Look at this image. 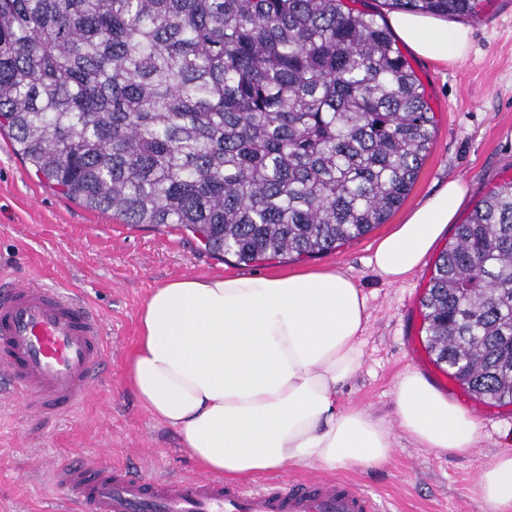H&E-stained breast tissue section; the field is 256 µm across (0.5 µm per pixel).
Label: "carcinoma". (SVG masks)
Returning <instances> with one entry per match:
<instances>
[{"label":"carcinoma","instance_id":"cac0c4a2","mask_svg":"<svg viewBox=\"0 0 512 512\" xmlns=\"http://www.w3.org/2000/svg\"><path fill=\"white\" fill-rule=\"evenodd\" d=\"M437 17L478 0H385ZM434 118L390 29L343 0H0V135L62 195L222 259L315 257L385 223ZM428 348L512 404V182L422 299Z\"/></svg>","mask_w":512,"mask_h":512}]
</instances>
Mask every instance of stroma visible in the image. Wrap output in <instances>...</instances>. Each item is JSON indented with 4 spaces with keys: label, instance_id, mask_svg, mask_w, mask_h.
Listing matches in <instances>:
<instances>
[{
    "label": "stroma",
    "instance_id": "35a3bbf8",
    "mask_svg": "<svg viewBox=\"0 0 512 512\" xmlns=\"http://www.w3.org/2000/svg\"><path fill=\"white\" fill-rule=\"evenodd\" d=\"M466 24L472 49L464 61L445 64L400 49L435 116L433 143L408 197L368 235L314 258L244 265L213 258L189 233L121 223L49 188L0 136V278L70 290L102 315L106 332L98 385L76 410L44 424L0 404V512H77L64 507L65 496L48 472L73 461L104 459L146 478L202 476L178 432L159 423L129 385L144 301L153 288L181 278L311 267L350 271L370 312L363 367L338 387L336 403L385 420L395 440L385 462L339 468L334 477L359 485L383 512H484L473 487L482 465L512 451V405L475 399L456 381H445V368L436 365L421 307L433 261L397 284L384 282L369 263L376 242L448 179L467 186L461 222L490 190L512 181V0H482L479 16ZM410 368L437 380L480 423L475 448L440 453L402 434L395 384Z\"/></svg>",
    "mask_w": 512,
    "mask_h": 512
}]
</instances>
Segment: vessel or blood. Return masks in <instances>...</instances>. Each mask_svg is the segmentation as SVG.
Segmentation results:
<instances>
[{
  "label": "vessel or blood",
  "mask_w": 512,
  "mask_h": 512,
  "mask_svg": "<svg viewBox=\"0 0 512 512\" xmlns=\"http://www.w3.org/2000/svg\"><path fill=\"white\" fill-rule=\"evenodd\" d=\"M104 340L99 316L84 301L44 284H5L0 399L53 420L92 395ZM52 478L81 512H380L370 494L339 479L247 490L212 479L148 480L107 462L64 465Z\"/></svg>",
  "instance_id": "obj_1"
}]
</instances>
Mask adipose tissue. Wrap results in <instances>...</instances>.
Instances as JSON below:
<instances>
[{
	"label": "adipose tissue",
	"instance_id": "ef3b65f1",
	"mask_svg": "<svg viewBox=\"0 0 512 512\" xmlns=\"http://www.w3.org/2000/svg\"><path fill=\"white\" fill-rule=\"evenodd\" d=\"M417 55L465 59L471 32L410 13L390 17ZM466 190L452 180L432 193L376 245L370 263L390 284L424 262ZM370 321L354 275L334 267L288 275L191 277L155 288L140 315L130 386L206 472L248 481L286 465L323 469L370 466L393 451L384 421L340 408L336 391L363 364ZM401 431L442 453L481 439L479 423L421 372L398 379ZM487 512H512V452L482 467L474 487Z\"/></svg>",
	"mask_w": 512,
	"mask_h": 512
}]
</instances>
